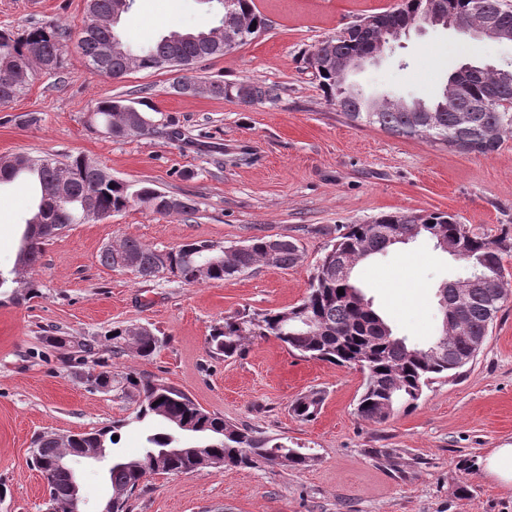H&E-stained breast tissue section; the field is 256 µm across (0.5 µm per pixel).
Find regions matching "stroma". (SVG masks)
<instances>
[{
	"instance_id": "obj_1",
	"label": "stroma",
	"mask_w": 512,
	"mask_h": 512,
	"mask_svg": "<svg viewBox=\"0 0 512 512\" xmlns=\"http://www.w3.org/2000/svg\"><path fill=\"white\" fill-rule=\"evenodd\" d=\"M400 0H254L269 27L230 54L195 64L201 82L249 80L275 87L273 104L243 106L201 93H174L175 72L144 70L112 79L91 70L77 47L85 0H0V30L36 22L67 27L63 69L37 74L0 106V157L83 156L113 179L191 201L192 216L134 207L75 224L44 247L32 272L37 297L0 301V512H41L46 481L31 457L37 434L59 436L110 426L134 409L119 387L84 378L129 371L171 383L204 409L313 457L254 469L203 468L146 477L128 512H512V491L481 470L491 449L512 444V298L498 312L477 357L454 379L425 388L415 408L382 424L356 413L359 370L289 351L269 338L242 356L212 354L207 337L238 310L286 308L346 225L390 212L458 215L474 233L512 239V136L488 155L421 138L354 126L328 104L302 58L322 40ZM204 0H135L119 26L141 50L168 29L207 30ZM512 64V42L476 40L451 29H411L349 82L370 98L427 103L461 64ZM147 98L149 135L115 138L89 124L107 98ZM31 192L0 186V268L12 269ZM255 236L285 237L301 251L293 267L259 266L221 281L186 285L142 279L101 264L110 244L134 238L157 249L193 240L227 247ZM467 265L418 237L359 263L355 277L394 334L426 346L442 331L438 290L465 278ZM144 324L167 343L144 359L113 356L106 333ZM54 336L92 343L66 356ZM325 393L316 419L289 412L297 396ZM84 512L111 494L108 463L75 461Z\"/></svg>"
}]
</instances>
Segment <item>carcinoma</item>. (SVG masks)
Segmentation results:
<instances>
[{
  "label": "carcinoma",
  "mask_w": 512,
  "mask_h": 512,
  "mask_svg": "<svg viewBox=\"0 0 512 512\" xmlns=\"http://www.w3.org/2000/svg\"><path fill=\"white\" fill-rule=\"evenodd\" d=\"M430 0H401L399 7L380 13L383 23L404 25L422 19ZM448 13H467L479 8L485 15L494 16L499 25L512 30V0H441ZM114 0H86V19L81 29L78 47L88 65L99 74L119 78L136 69L161 70L173 63L180 71L211 56L224 54L220 42L204 40L205 31L172 30L149 50L135 53L119 40L118 25L110 28L96 26L99 19L112 15ZM235 11L245 36L244 45L265 28V19L255 12L253 0H236ZM64 30L51 22L34 24L21 33H0V104L13 101L22 94L37 72L53 73L63 67L61 41ZM379 29L357 31L346 37L339 33L321 44H334L333 50L355 61L363 51L379 44ZM117 43L118 50L107 49ZM137 58L136 68L130 60ZM327 101L337 105L338 79L332 70H316ZM210 95L232 99L245 106L273 103L277 100L274 88L248 82L224 83L212 81L207 86ZM493 100L494 110L483 111V104ZM375 102L362 99V93H351L341 105V113L357 125L377 126L392 134L424 138L432 143H442L450 148L490 154L496 151L503 139L512 134V66L493 68L460 84L458 106L468 109L466 116L448 111L445 94L429 105L408 106L395 103L380 112L373 111ZM139 108L122 99H109L97 103L91 121L102 126L115 137H127L125 131L128 115ZM141 112V111H139ZM147 117L146 112H141ZM493 128L497 139L490 143L485 131ZM25 177L35 193L31 217L25 221L22 244L14 269L0 271V290L6 289L9 299L20 301L38 292L33 279H24L20 271L33 268L40 260L43 245L53 238L51 233L35 235L32 224H51L63 231L86 219L85 211L94 206L105 212L118 213L135 204H141L162 215L179 213L191 215L195 205L190 202L179 208H168V195L150 187L132 189L129 185L112 179L105 170L90 164L81 156L68 157L65 162L49 156L27 157L24 162L9 159L0 161V185ZM65 181L67 201H57L56 187ZM398 227L400 235L413 240L421 235L436 239L435 231L448 235L460 233L466 225L456 215L432 212L422 215L390 213L368 224H349L324 254L311 277L308 293L301 303L278 310L237 311L224 316L208 336L212 353L226 358L241 355L246 342L270 336L288 349L305 358L337 363L358 368L363 374V390L357 404L358 415L373 423H383L400 411L415 406L432 380L453 377L474 360L480 350L475 341H484L489 327L508 298L503 253L512 249V243L500 239L496 242L470 233L467 236L465 262L477 282L466 294H458L446 283L440 291L448 297V322L466 323L470 335L460 337L448 330L427 347H414L395 336L383 318L372 309H364V294L350 275L336 273L346 266L352 269L357 263L394 245L390 231ZM205 241L193 240L165 251L150 248L136 239L126 238L120 250L102 251L100 261L113 269L123 268L130 262L132 271L142 277L178 273L180 282L191 285L209 281H222L235 274L245 273L259 264L290 267L300 260L295 242L278 238L254 237L232 259L210 265L203 278H196L194 270L206 262ZM276 248V257L269 258V250ZM344 294H338V290ZM112 355H121L127 347L135 349L137 356L148 358L157 352L165 339L150 332L135 341L127 339V328H112ZM438 354H433L432 350ZM127 393L134 395L136 407L126 418L114 425L92 432L73 435L65 440L52 433H44L34 441L32 454L35 466L45 473L50 493L58 501H70V481L62 472H47L44 464L58 457L69 448H110L116 445L112 436L127 426L140 424L149 417H162L174 424H181L184 441L170 442L154 435L145 438L143 453L126 459V463L112 465L108 478L112 494L118 495L116 512H127L128 501L139 491L144 478L155 473L142 468L138 461L150 448H199L209 447L218 467L256 468L274 466L284 461L292 467H307L313 457L255 434L249 428L224 420L195 403L184 391L159 379H145L134 373L123 377ZM324 398L318 391H311L296 398L290 405L292 415L301 421H310L319 414ZM200 469L189 455L172 457L161 470L163 474H183Z\"/></svg>",
  "instance_id": "obj_1"
}]
</instances>
